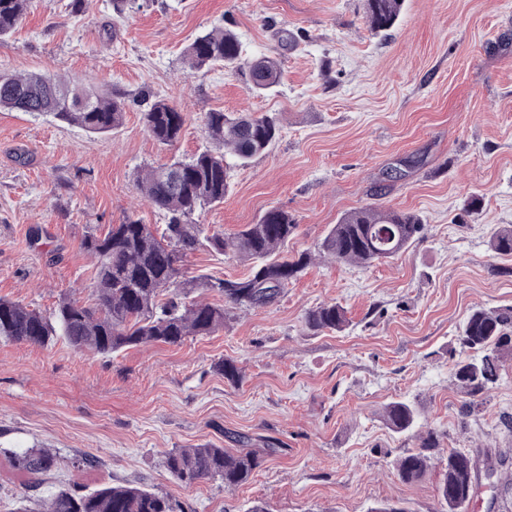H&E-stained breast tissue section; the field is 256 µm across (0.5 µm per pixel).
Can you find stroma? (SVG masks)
<instances>
[{
	"instance_id": "1",
	"label": "stroma",
	"mask_w": 512,
	"mask_h": 512,
	"mask_svg": "<svg viewBox=\"0 0 512 512\" xmlns=\"http://www.w3.org/2000/svg\"><path fill=\"white\" fill-rule=\"evenodd\" d=\"M32 0L0 38V72L60 76L119 94L116 129L94 134L52 117L0 112V298L50 313L60 298L87 302L96 262L87 228L167 223L141 198L139 172L211 147V111L275 114L280 134L230 170L223 203L196 221L232 234L270 208L297 224L289 254L316 252L333 224L369 206L412 211L424 230L405 252L372 266L318 261L277 301L232 310L223 328L179 345L109 356L61 338L45 346L0 340V512H15L27 479L3 452L56 449L61 468L39 489L140 482L174 494L184 512H443L438 471L403 482L395 463L434 430L442 451L512 471V370L473 414L455 384L459 327L472 309L512 306V256L489 248L512 225V0H404L388 34L370 29L365 0ZM236 33L242 58H277L275 91L245 72L190 70L202 31ZM185 115L179 141L147 132L142 92ZM398 179L388 180L390 171ZM191 276L238 279L246 263L208 249ZM336 302L341 332L313 333L306 312ZM234 360L239 383L218 370ZM418 406L415 431L392 433L383 408ZM213 444L258 451L251 479L176 484L163 461L175 448ZM94 456L97 468H78Z\"/></svg>"
}]
</instances>
